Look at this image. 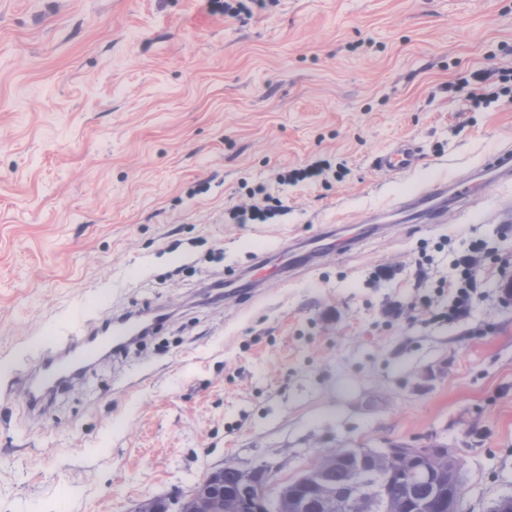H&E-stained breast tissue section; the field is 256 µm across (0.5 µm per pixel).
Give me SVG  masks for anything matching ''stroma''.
Wrapping results in <instances>:
<instances>
[{
  "label": "stroma",
  "mask_w": 512,
  "mask_h": 512,
  "mask_svg": "<svg viewBox=\"0 0 512 512\" xmlns=\"http://www.w3.org/2000/svg\"><path fill=\"white\" fill-rule=\"evenodd\" d=\"M512 69V0H0V512H132L209 469L286 482L325 448H452L466 512L512 494V180L438 224L403 195L512 147V103L467 111L456 75ZM403 139L414 172L375 159ZM285 215L229 211L281 170ZM389 212L392 229L216 297L280 242ZM484 243V297L441 285ZM157 333L29 411L22 376L77 316ZM327 168L322 164H309L303 167L294 168L285 172L278 173L275 177V182L279 186H285L290 184H296L299 182L309 181L312 183L322 182L325 180L322 178Z\"/></svg>",
  "instance_id": "stroma-1"
}]
</instances>
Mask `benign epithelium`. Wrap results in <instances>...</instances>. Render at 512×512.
Wrapping results in <instances>:
<instances>
[{"mask_svg": "<svg viewBox=\"0 0 512 512\" xmlns=\"http://www.w3.org/2000/svg\"><path fill=\"white\" fill-rule=\"evenodd\" d=\"M385 458L393 469L385 477L384 490L389 491L401 483L407 486L428 481L440 486L448 479L452 491L440 497V512H459L460 496L455 488L461 483L460 471L453 452L436 445L415 448L395 445L388 448H349L336 463L355 468V476L344 488L326 489L319 479L312 477L308 468L287 483L273 481L272 467L261 463L240 470L242 485L234 497H224V468L219 467L205 473L203 477L186 493L171 496H159L140 501L133 512H215L224 508V512H244L250 499L263 500L267 512H282L286 508H299L290 495V490L298 486H309L315 490L313 498L324 505V512H383L384 494H365V485L371 475L373 461ZM448 461V472L440 469L443 461Z\"/></svg>", "mask_w": 512, "mask_h": 512, "instance_id": "obj_1", "label": "benign epithelium"}]
</instances>
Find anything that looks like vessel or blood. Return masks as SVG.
<instances>
[{
    "instance_id": "obj_1",
    "label": "vessel or blood",
    "mask_w": 512,
    "mask_h": 512,
    "mask_svg": "<svg viewBox=\"0 0 512 512\" xmlns=\"http://www.w3.org/2000/svg\"><path fill=\"white\" fill-rule=\"evenodd\" d=\"M419 157L418 146L409 140L379 155L376 164L390 173L405 174L417 166ZM476 177V172L471 171L460 173L451 180H434L400 198L396 208L427 223H438L441 207L471 201L479 189ZM132 320L129 314L113 317L100 325L72 333L63 347L46 350L24 380L28 408L44 410L56 393L71 385L81 366L97 361L104 350L123 348Z\"/></svg>"
}]
</instances>
